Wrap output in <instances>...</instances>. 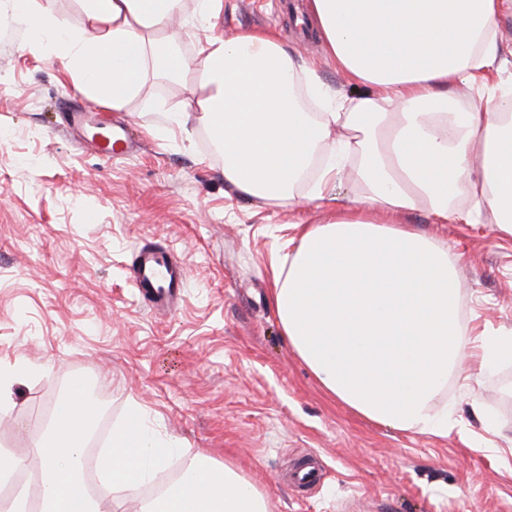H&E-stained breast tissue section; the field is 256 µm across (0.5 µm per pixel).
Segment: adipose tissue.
Wrapping results in <instances>:
<instances>
[{"instance_id":"ef3b65f1","label":"adipose tissue","mask_w":512,"mask_h":512,"mask_svg":"<svg viewBox=\"0 0 512 512\" xmlns=\"http://www.w3.org/2000/svg\"><path fill=\"white\" fill-rule=\"evenodd\" d=\"M30 43L46 46L75 75V88L123 110L151 78L199 73L195 115L224 154V181L268 206L332 200L340 158L355 156L363 189L326 222L302 228L273 270V304L289 344L322 390L389 429L437 436L448 418V376L465 360H512V331L465 322L448 246L397 216L427 210L438 224L490 215L512 234V100L488 91L456 111L459 89L485 77L500 55L498 31L512 0H308L323 50L357 96L330 91L316 67L271 32L241 30L199 41L194 58L171 28L185 0H82L85 20H61L54 0H9ZM319 179L300 193L315 159ZM467 201L464 211L449 201ZM98 410L71 381L38 446L36 487H20L0 512H272L267 494L233 464L197 454L179 481L149 501L138 492L175 453L133 405L112 432L102 465L115 500L94 495L80 470Z\"/></svg>"}]
</instances>
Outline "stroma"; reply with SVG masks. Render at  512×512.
I'll return each mask as SVG.
<instances>
[{"mask_svg":"<svg viewBox=\"0 0 512 512\" xmlns=\"http://www.w3.org/2000/svg\"><path fill=\"white\" fill-rule=\"evenodd\" d=\"M305 0H224L215 30L276 29L347 91L305 23ZM25 23L0 26V361L39 374L14 388L0 419V448L32 479L35 446L72 379L90 381L100 407L87 438L101 449L130 404L176 453L173 477L198 452L228 461L270 497L274 512H512V360L466 363L468 388L448 383V412L462 432L439 437L372 424L326 396L282 336L272 269L298 244L299 223L326 207H269L224 182V157L206 128L166 132L139 101L122 111L91 103L63 62L24 48ZM143 96L193 111L196 71L148 80ZM92 111L126 123L141 151L103 158L60 124ZM457 257L464 316L512 329V235L493 224L403 218ZM146 246L169 249L183 270L173 311L153 310L133 286ZM311 462L315 483L292 475Z\"/></svg>","mask_w":512,"mask_h":512,"instance_id":"1","label":"stroma"}]
</instances>
